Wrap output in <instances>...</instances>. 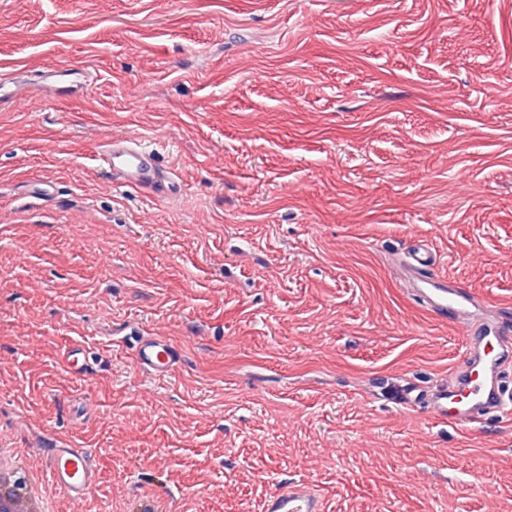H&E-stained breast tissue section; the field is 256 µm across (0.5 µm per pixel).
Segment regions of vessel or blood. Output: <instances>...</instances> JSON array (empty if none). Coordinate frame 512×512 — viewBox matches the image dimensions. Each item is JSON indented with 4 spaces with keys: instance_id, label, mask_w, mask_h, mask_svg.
Masks as SVG:
<instances>
[{
    "instance_id": "vessel-or-blood-1",
    "label": "vessel or blood",
    "mask_w": 512,
    "mask_h": 512,
    "mask_svg": "<svg viewBox=\"0 0 512 512\" xmlns=\"http://www.w3.org/2000/svg\"><path fill=\"white\" fill-rule=\"evenodd\" d=\"M86 78L87 72L83 69L77 70L72 81L68 80L66 72L51 71L38 80L36 87L42 98L47 99L76 91ZM103 160L114 181L157 196L169 190L154 154L146 150L139 139H112L105 146ZM407 274L415 295L435 315L469 324L470 343L462 367L452 374L447 384L433 390L413 383L401 385L391 393L393 402L407 408L425 406L433 419L458 425H474L490 417L512 415V402L505 399L501 385L503 368L512 364V331L506 329L500 319H473L469 294L438 271L428 247L416 245L408 250ZM136 355L142 371L153 376L171 374L181 358L179 349L160 336L140 337ZM64 361L75 375L85 376L90 372L86 351L80 345H70L64 353ZM46 455L52 489L76 501L91 493L95 486V468L85 449L55 441ZM263 512H326L325 498L313 484L290 480L267 496Z\"/></svg>"
}]
</instances>
